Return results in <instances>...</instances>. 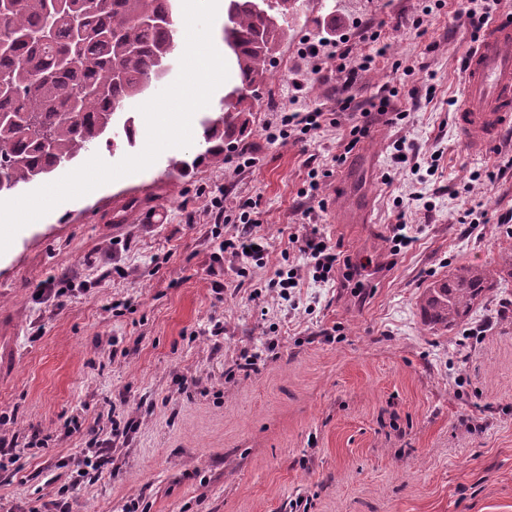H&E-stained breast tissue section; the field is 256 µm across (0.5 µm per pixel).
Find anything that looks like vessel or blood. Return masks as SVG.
Returning <instances> with one entry per match:
<instances>
[{
  "mask_svg": "<svg viewBox=\"0 0 512 512\" xmlns=\"http://www.w3.org/2000/svg\"><path fill=\"white\" fill-rule=\"evenodd\" d=\"M465 92L454 116L465 144L485 150L512 128V15L496 16L463 51Z\"/></svg>",
  "mask_w": 512,
  "mask_h": 512,
  "instance_id": "vessel-or-blood-1",
  "label": "vessel or blood"
}]
</instances>
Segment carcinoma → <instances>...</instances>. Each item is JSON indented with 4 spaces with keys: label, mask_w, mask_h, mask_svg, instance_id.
<instances>
[{
    "label": "carcinoma",
    "mask_w": 512,
    "mask_h": 512,
    "mask_svg": "<svg viewBox=\"0 0 512 512\" xmlns=\"http://www.w3.org/2000/svg\"><path fill=\"white\" fill-rule=\"evenodd\" d=\"M299 0H224V51L239 82L219 114L203 123L197 159L224 160L226 131L246 114L269 78L268 64L297 13ZM177 0H0V198L49 178L97 144L115 138L116 119L168 72L180 30ZM512 279V247L481 267L459 265L426 289L420 302L434 334L464 323L483 293Z\"/></svg>",
    "instance_id": "obj_1"
}]
</instances>
